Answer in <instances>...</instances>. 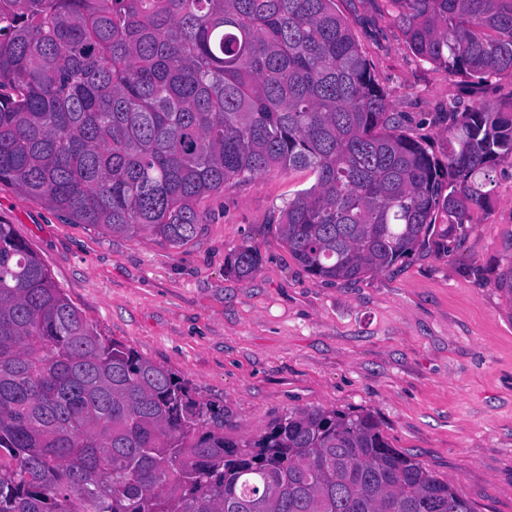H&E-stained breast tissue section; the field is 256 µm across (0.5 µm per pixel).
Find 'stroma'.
<instances>
[{
	"label": "stroma",
	"mask_w": 512,
	"mask_h": 512,
	"mask_svg": "<svg viewBox=\"0 0 512 512\" xmlns=\"http://www.w3.org/2000/svg\"><path fill=\"white\" fill-rule=\"evenodd\" d=\"M407 135L448 151V106L512 110V75L483 90L421 60L387 0H336ZM315 176L274 168L202 199L203 229L175 248L147 234L72 224L0 184L12 224L104 338L188 381L223 412L233 438L264 434L285 414L368 413L394 448L448 482L475 512H512V159L488 207L455 236L431 238L396 271L319 281L292 258L283 210ZM260 262L229 269L241 244Z\"/></svg>",
	"instance_id": "stroma-1"
}]
</instances>
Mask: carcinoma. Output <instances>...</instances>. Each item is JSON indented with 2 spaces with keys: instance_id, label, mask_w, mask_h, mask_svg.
I'll return each instance as SVG.
<instances>
[{
  "instance_id": "carcinoma-1",
  "label": "carcinoma",
  "mask_w": 512,
  "mask_h": 512,
  "mask_svg": "<svg viewBox=\"0 0 512 512\" xmlns=\"http://www.w3.org/2000/svg\"><path fill=\"white\" fill-rule=\"evenodd\" d=\"M334 0H0V184L71 224L195 238L197 203L272 167L315 183L280 235L311 276L387 271L487 207L512 113L402 131ZM421 59L512 74V0H387ZM243 244L230 269L252 275ZM187 382L109 344L0 221V512H474L369 414L234 439Z\"/></svg>"
}]
</instances>
